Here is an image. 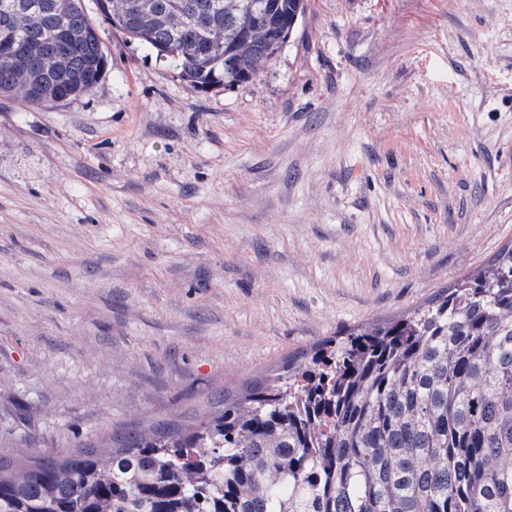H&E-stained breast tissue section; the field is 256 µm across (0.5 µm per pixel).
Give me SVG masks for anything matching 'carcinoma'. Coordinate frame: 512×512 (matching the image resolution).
Returning <instances> with one entry per match:
<instances>
[{
	"label": "carcinoma",
	"mask_w": 512,
	"mask_h": 512,
	"mask_svg": "<svg viewBox=\"0 0 512 512\" xmlns=\"http://www.w3.org/2000/svg\"><path fill=\"white\" fill-rule=\"evenodd\" d=\"M0 98L91 93L109 26L206 91L250 81L307 0H14ZM68 70L8 69L13 41ZM0 512H512V240L406 316L324 336L203 408L53 457L0 455Z\"/></svg>",
	"instance_id": "cac0c4a2"
}]
</instances>
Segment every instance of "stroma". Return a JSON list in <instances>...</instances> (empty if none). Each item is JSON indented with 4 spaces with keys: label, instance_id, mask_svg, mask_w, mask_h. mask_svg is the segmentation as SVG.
<instances>
[{
    "label": "stroma",
    "instance_id": "stroma-1",
    "mask_svg": "<svg viewBox=\"0 0 512 512\" xmlns=\"http://www.w3.org/2000/svg\"><path fill=\"white\" fill-rule=\"evenodd\" d=\"M101 39L92 95L0 98V453L199 409L512 239V0H309L206 92Z\"/></svg>",
    "mask_w": 512,
    "mask_h": 512
}]
</instances>
